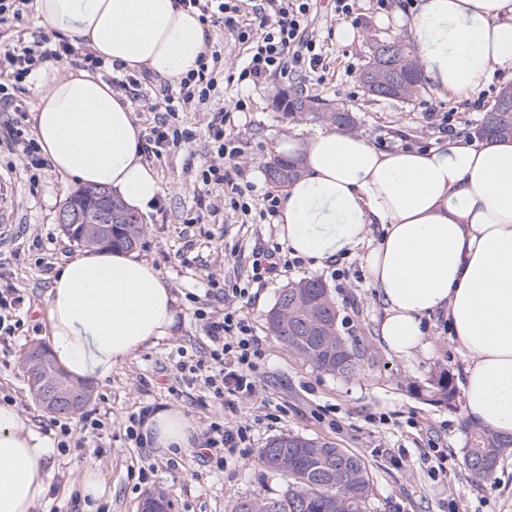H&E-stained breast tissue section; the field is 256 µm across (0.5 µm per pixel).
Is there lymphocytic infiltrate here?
I'll return each instance as SVG.
<instances>
[{"instance_id": "f902f5d3", "label": "lymphocytic infiltrate", "mask_w": 512, "mask_h": 512, "mask_svg": "<svg viewBox=\"0 0 512 512\" xmlns=\"http://www.w3.org/2000/svg\"><path fill=\"white\" fill-rule=\"evenodd\" d=\"M267 13L250 16L248 0H183L184 6L198 10L203 24L216 29L227 28L246 55L238 82L260 83L273 77H289L302 72L324 77L327 70L325 52L315 39L312 26L317 0H266ZM71 63L90 70L104 68L103 58L88 50L75 48L66 40L52 41L48 36L33 35L32 39H17L0 43V75L8 85L0 84V110L11 112L6 121L7 146L21 152L27 168L44 169L47 160L35 139L26 135L25 112L14 93L23 89L27 78L48 61ZM224 82V51L217 45L208 46L196 69L180 79L160 82L151 98H144L136 80L112 76L110 85L131 102L141 104L153 118L146 128L144 150L149 158L158 160L172 149L192 143L198 134L179 119L187 110L206 111L205 136L211 160L195 175L203 186L223 185L233 211L243 222L253 216L272 219L277 215L278 198L266 194L262 208H254L246 198L245 185L234 182L224 166L240 152L235 134L234 113L243 111V102L221 108H210L209 102ZM202 323L208 348L202 355L179 351L176 370L180 380L188 385L202 383L213 401L233 410L241 400L253 396L260 363L264 357L263 341L255 336L237 309L225 307L223 312L196 309ZM249 428L223 420L210 422L199 444L203 463L223 470L234 458L238 448L248 438Z\"/></svg>"}]
</instances>
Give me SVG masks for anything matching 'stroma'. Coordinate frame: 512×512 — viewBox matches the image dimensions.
Listing matches in <instances>:
<instances>
[{
	"instance_id": "1",
	"label": "stroma",
	"mask_w": 512,
	"mask_h": 512,
	"mask_svg": "<svg viewBox=\"0 0 512 512\" xmlns=\"http://www.w3.org/2000/svg\"><path fill=\"white\" fill-rule=\"evenodd\" d=\"M412 2L389 0L383 8L377 0H360L347 19L355 36L341 44L335 37L339 23L333 4L321 0L314 29L327 55L325 82L311 75L293 81L277 77L256 85L233 80L210 101L213 109L238 99L247 103L246 110L235 115L241 152L234 166L252 185V199L262 200L269 192L282 195V187L266 172L277 157L275 146L283 138L315 128L309 121L284 118L278 104L283 93L299 91L351 112L356 134L382 150L429 148L441 142L442 134L425 117L429 107L463 112L468 122L463 135L473 137L484 113L468 110L465 100L440 98L426 84L406 99H380L369 95L360 80L376 45L402 38L397 13ZM205 145L200 137L153 162L163 194L152 210L138 216L144 233L137 250L152 259L183 299L188 317L169 344L114 367L105 380L92 381L88 407L108 418L106 448L96 458L85 448L58 452L47 495L32 512H138L141 501L154 490L165 492L174 512H230L241 497L271 496L285 488V477L258 462L260 448L285 433L320 437L361 456L374 482L371 512H512V456L489 479H472L463 459L468 421L463 400L449 409L436 407L408 389L413 382L426 384L443 368L455 382H462L466 360L448 333L445 315L438 312L424 320V348L404 357L385 351L378 340L384 304L369 284L360 251L339 260L337 266L348 273L342 281L333 278V268H316L302 259L280 269L272 280L253 284L255 253L278 243L277 227L260 220L241 223L225 206L221 187L202 188L195 174L210 159ZM0 173L14 179L11 188L0 192V211L13 217L10 235L0 243V280L24 297L16 312L21 328L15 335L0 337V398L10 397L22 413L45 428L54 417L31 398L19 362L30 346L49 342L47 292L56 266L85 251L58 223L66 197L77 185L50 168L31 178L23 158L5 151H0ZM204 203L217 208L214 222L192 223ZM310 277L332 289L343 318L342 332L376 357L374 365L355 379L300 366L266 328L265 315L280 290ZM234 286L249 290L236 306L264 338L265 358L256 395L230 412L213 402L202 385L180 382L174 356L181 349L204 352L208 340L194 311H223L221 291ZM146 408L183 412L197 430L189 447L131 444L125 437L126 421ZM221 417L248 425L250 433L241 455L217 471L202 463L194 449L201 442L200 430ZM88 458L104 485L95 498L82 490ZM147 461L156 471L143 483L138 468Z\"/></svg>"
}]
</instances>
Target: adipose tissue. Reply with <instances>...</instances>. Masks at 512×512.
<instances>
[{"instance_id": "adipose-tissue-1", "label": "adipose tissue", "mask_w": 512, "mask_h": 512, "mask_svg": "<svg viewBox=\"0 0 512 512\" xmlns=\"http://www.w3.org/2000/svg\"><path fill=\"white\" fill-rule=\"evenodd\" d=\"M41 24L90 45L106 64L175 80L196 68L207 35L181 0H36ZM424 81L465 97L493 68L512 72V0H415L401 18ZM33 121L54 170L112 190L133 212L162 193L144 157L128 102L100 74L35 72ZM300 178L284 191L280 240L320 267L366 247L370 284L385 305L382 344L404 356L424 345L422 323L448 318L466 359L462 392L477 425L512 434V139H449L426 149H377L345 129L280 142ZM50 342L74 378L105 379L113 367L169 343L184 313L159 269L135 251H91L59 265L47 298ZM148 444L187 447L193 428L177 410L142 426ZM57 450L13 404H0V512H32L43 499Z\"/></svg>"}]
</instances>
